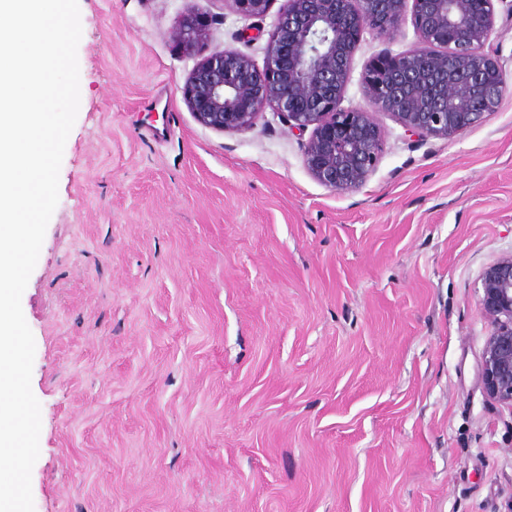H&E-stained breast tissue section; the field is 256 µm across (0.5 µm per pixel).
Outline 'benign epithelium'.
<instances>
[{
	"mask_svg": "<svg viewBox=\"0 0 512 512\" xmlns=\"http://www.w3.org/2000/svg\"><path fill=\"white\" fill-rule=\"evenodd\" d=\"M272 0H224L244 17L267 14ZM412 3V48L373 58L363 92L371 110L345 107L351 66L364 29L398 26ZM497 0H285L263 67L226 48L208 55V22L185 16L170 37L190 56H202L182 87L201 125L218 132L251 129L267 107L301 133L304 165L319 184L338 193L361 187L384 146L371 111L391 115L421 138H453L498 109L503 81L485 50L495 30ZM482 305L490 322L480 364L486 396L512 407V253L484 272Z\"/></svg>",
	"mask_w": 512,
	"mask_h": 512,
	"instance_id": "1",
	"label": "benign epithelium"
}]
</instances>
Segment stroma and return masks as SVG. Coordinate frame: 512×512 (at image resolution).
Listing matches in <instances>:
<instances>
[{
  "mask_svg": "<svg viewBox=\"0 0 512 512\" xmlns=\"http://www.w3.org/2000/svg\"><path fill=\"white\" fill-rule=\"evenodd\" d=\"M78 4L79 111L21 300L34 512H505L512 407L479 367L481 275L512 253V0L498 110L448 140L374 113L383 151L349 193L271 110L222 133L183 100L185 15L260 66L284 0ZM414 43L407 14L364 30L345 106ZM273 0H225L224 6H228L234 12L244 17H260L267 14Z\"/></svg>",
  "mask_w": 512,
  "mask_h": 512,
  "instance_id": "obj_1",
  "label": "stroma"
}]
</instances>
